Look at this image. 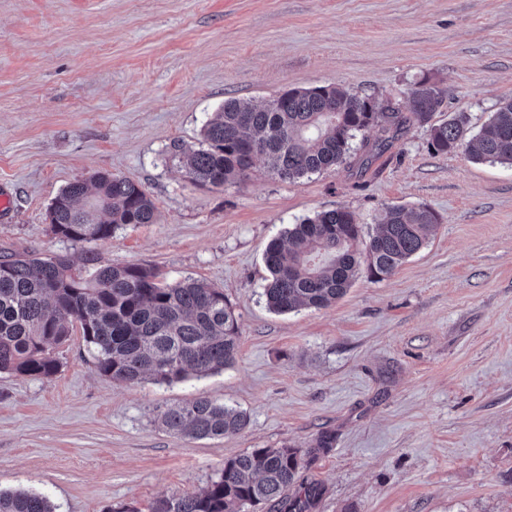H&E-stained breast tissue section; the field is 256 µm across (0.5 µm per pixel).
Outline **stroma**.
<instances>
[{"label":"stroma","instance_id":"1","mask_svg":"<svg viewBox=\"0 0 512 512\" xmlns=\"http://www.w3.org/2000/svg\"><path fill=\"white\" fill-rule=\"evenodd\" d=\"M422 79L445 92L434 122L463 112L479 130L512 98V0H0V255H66L85 276L92 253L204 280L239 324L235 363L206 377L113 381L77 330L52 377L0 373V490L56 512H151L230 458L327 436L297 480L320 486L313 512H512V167L435 152L418 126L295 181L259 160L209 189L170 155L198 146L227 99L337 85L404 112ZM98 173L141 185L155 222L59 238L52 201ZM391 205L438 214L417 254L329 307L267 308L271 240L343 207L361 250ZM199 397L247 427L195 440L157 422Z\"/></svg>","mask_w":512,"mask_h":512}]
</instances>
